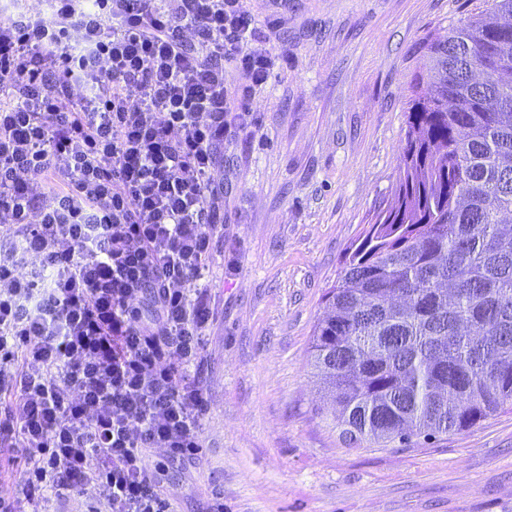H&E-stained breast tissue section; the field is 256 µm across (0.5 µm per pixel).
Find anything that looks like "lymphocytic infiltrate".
<instances>
[{"label": "lymphocytic infiltrate", "instance_id": "f902f5d3", "mask_svg": "<svg viewBox=\"0 0 512 512\" xmlns=\"http://www.w3.org/2000/svg\"><path fill=\"white\" fill-rule=\"evenodd\" d=\"M280 24L247 0L0 5V436L27 459L0 512L89 488L93 512H175L148 453L199 460L216 158Z\"/></svg>", "mask_w": 512, "mask_h": 512}]
</instances>
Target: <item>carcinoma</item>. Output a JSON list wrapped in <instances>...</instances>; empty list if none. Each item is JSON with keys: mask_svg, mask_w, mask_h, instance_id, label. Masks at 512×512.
I'll return each instance as SVG.
<instances>
[{"mask_svg": "<svg viewBox=\"0 0 512 512\" xmlns=\"http://www.w3.org/2000/svg\"><path fill=\"white\" fill-rule=\"evenodd\" d=\"M512 0L427 47L388 208L351 251L312 358L349 448H414L512 409ZM470 57L486 80H463Z\"/></svg>", "mask_w": 512, "mask_h": 512, "instance_id": "carcinoma-1", "label": "carcinoma"}]
</instances>
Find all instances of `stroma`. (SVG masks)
Listing matches in <instances>:
<instances>
[{"label": "stroma", "instance_id": "obj_1", "mask_svg": "<svg viewBox=\"0 0 512 512\" xmlns=\"http://www.w3.org/2000/svg\"><path fill=\"white\" fill-rule=\"evenodd\" d=\"M491 0H252L285 16L251 126L225 143L203 284L199 464L151 452L176 512H512V411L422 448H348L312 366L346 257L386 207L430 44Z\"/></svg>", "mask_w": 512, "mask_h": 512}]
</instances>
